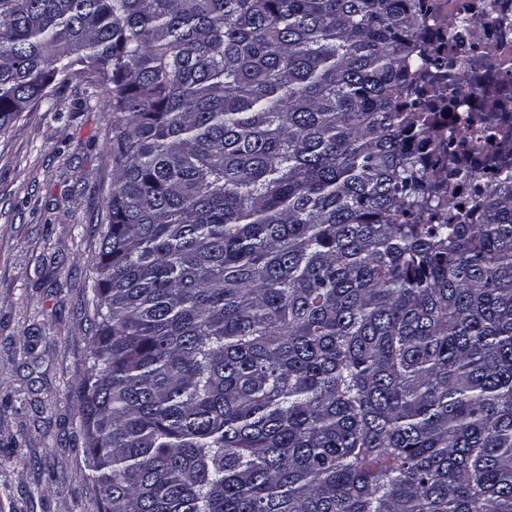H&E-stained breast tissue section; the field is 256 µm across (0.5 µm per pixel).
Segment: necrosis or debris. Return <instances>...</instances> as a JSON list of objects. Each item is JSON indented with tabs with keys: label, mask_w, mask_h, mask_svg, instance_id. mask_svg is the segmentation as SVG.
<instances>
[{
	"label": "necrosis or debris",
	"mask_w": 512,
	"mask_h": 512,
	"mask_svg": "<svg viewBox=\"0 0 512 512\" xmlns=\"http://www.w3.org/2000/svg\"><path fill=\"white\" fill-rule=\"evenodd\" d=\"M422 43L433 65L456 57L465 79L448 100L454 120L447 135L465 141L478 177L466 186L471 200L486 202L498 173L485 159L500 138L512 141V0H421Z\"/></svg>",
	"instance_id": "1"
}]
</instances>
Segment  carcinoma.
Instances as JSON below:
<instances>
[{
  "instance_id": "1",
  "label": "carcinoma",
  "mask_w": 512,
  "mask_h": 512,
  "mask_svg": "<svg viewBox=\"0 0 512 512\" xmlns=\"http://www.w3.org/2000/svg\"><path fill=\"white\" fill-rule=\"evenodd\" d=\"M418 0H0V128L112 112L99 512H512V168L425 149Z\"/></svg>"
}]
</instances>
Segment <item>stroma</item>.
Segmentation results:
<instances>
[{"label": "stroma", "mask_w": 512, "mask_h": 512, "mask_svg": "<svg viewBox=\"0 0 512 512\" xmlns=\"http://www.w3.org/2000/svg\"><path fill=\"white\" fill-rule=\"evenodd\" d=\"M89 75L0 128V512H99L77 383L112 190Z\"/></svg>", "instance_id": "stroma-1"}]
</instances>
